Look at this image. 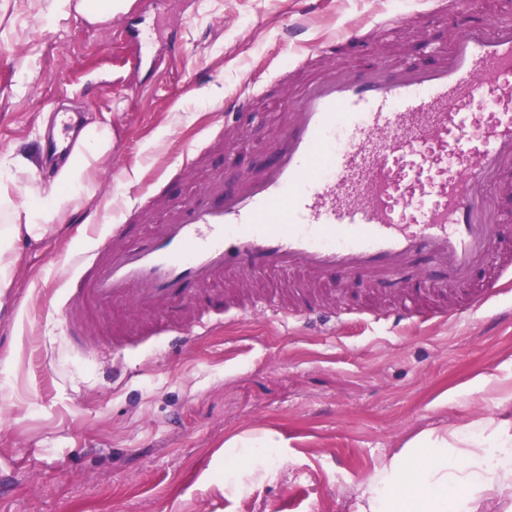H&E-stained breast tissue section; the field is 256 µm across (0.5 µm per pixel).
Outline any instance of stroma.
Instances as JSON below:
<instances>
[{
  "label": "stroma",
  "instance_id": "stroma-1",
  "mask_svg": "<svg viewBox=\"0 0 512 512\" xmlns=\"http://www.w3.org/2000/svg\"><path fill=\"white\" fill-rule=\"evenodd\" d=\"M50 4L0 0V159L41 152L57 110L108 123L113 143L69 224L16 244L0 309V512H358L359 484L421 431L512 418V293L395 326L374 313L402 297L334 273L315 294L347 307L341 324L237 316L234 283L209 301L223 325L186 345L136 325L113 350L106 307L102 339L75 342L61 324L71 258L124 205L148 191L164 207L217 173L229 190L265 164L278 114L323 66L312 48L357 28L339 60L388 68L446 49L465 21L512 13V0H321L312 13L301 0H135L101 27ZM237 93L250 105L221 131ZM263 431L280 444L273 473L225 488V441Z\"/></svg>",
  "mask_w": 512,
  "mask_h": 512
}]
</instances>
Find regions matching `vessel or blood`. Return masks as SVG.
Instances as JSON below:
<instances>
[{"label":"vessel or blood","instance_id":"vessel-or-blood-1","mask_svg":"<svg viewBox=\"0 0 512 512\" xmlns=\"http://www.w3.org/2000/svg\"><path fill=\"white\" fill-rule=\"evenodd\" d=\"M263 169L237 189L222 175L167 203L149 234L128 221L99 239L72 274L73 309L112 308L115 321L150 319L179 335L167 314L188 304V325L209 334L201 299L211 284L271 273L317 283L332 272L373 287H425L431 263L447 287L482 282L486 297L512 284V249L498 248L490 191L512 167V20L463 27L448 50L396 69L328 65L297 93Z\"/></svg>","mask_w":512,"mask_h":512}]
</instances>
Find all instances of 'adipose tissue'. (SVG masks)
<instances>
[{"mask_svg": "<svg viewBox=\"0 0 512 512\" xmlns=\"http://www.w3.org/2000/svg\"><path fill=\"white\" fill-rule=\"evenodd\" d=\"M134 0H52L53 11L103 24ZM112 148V129L88 121L73 151L58 164L56 188L45 191L33 162L11 156L0 170V306L18 269L16 241L38 240L69 223L79 203L95 194L97 164ZM25 202H18L17 193ZM271 440L238 435L224 444V483L256 488L271 474ZM359 512H478L487 499L512 501V420L478 419L453 429H431L387 457L359 487Z\"/></svg>", "mask_w": 512, "mask_h": 512, "instance_id": "1", "label": "adipose tissue"}]
</instances>
